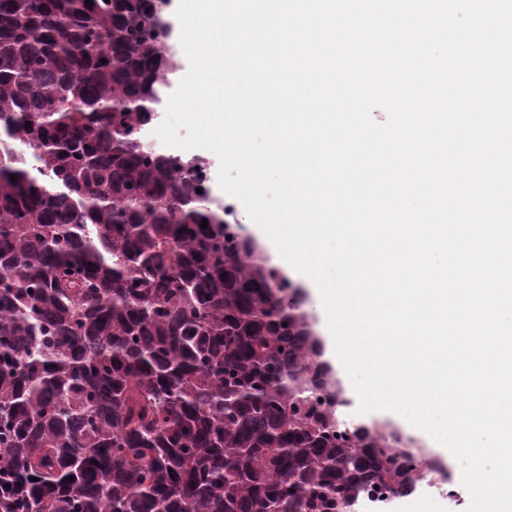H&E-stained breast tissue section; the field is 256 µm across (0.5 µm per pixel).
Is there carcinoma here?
I'll return each mask as SVG.
<instances>
[{"mask_svg": "<svg viewBox=\"0 0 512 512\" xmlns=\"http://www.w3.org/2000/svg\"><path fill=\"white\" fill-rule=\"evenodd\" d=\"M165 3L0 0V512H355L435 460L340 421L208 159L146 145Z\"/></svg>", "mask_w": 512, "mask_h": 512, "instance_id": "carcinoma-1", "label": "carcinoma"}]
</instances>
